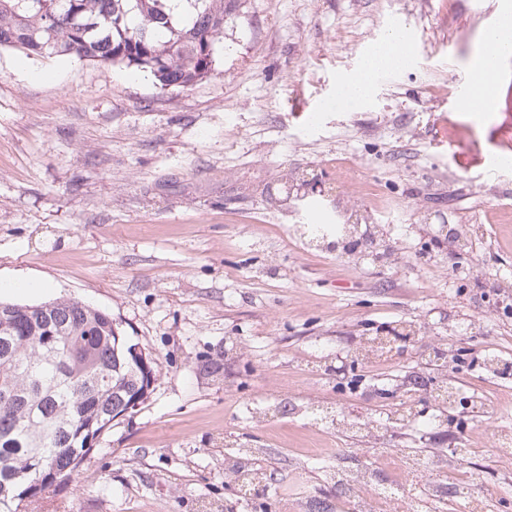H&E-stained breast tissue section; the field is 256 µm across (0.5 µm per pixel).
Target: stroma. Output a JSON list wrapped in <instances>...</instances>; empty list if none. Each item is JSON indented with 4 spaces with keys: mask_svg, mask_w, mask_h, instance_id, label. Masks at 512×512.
I'll return each mask as SVG.
<instances>
[{
    "mask_svg": "<svg viewBox=\"0 0 512 512\" xmlns=\"http://www.w3.org/2000/svg\"><path fill=\"white\" fill-rule=\"evenodd\" d=\"M507 5L240 0L215 73L187 89L0 48V299L105 310L158 365L45 512H332L329 469L393 448L469 467L489 512H512V447L492 440L512 427V319L492 305L512 297V56L483 117L454 82ZM396 23L411 67L379 77L367 106L326 111L337 77ZM313 206L322 222L375 226L398 260L305 249L291 227ZM404 320L419 331L396 337L388 364L346 358ZM444 350L441 373L429 356ZM492 351L504 366L490 373ZM448 381L492 407L454 410L425 437L313 421L333 408L371 421L410 391L429 418ZM464 438L477 451L461 461ZM241 448L266 474L245 505L224 477Z\"/></svg>",
    "mask_w": 512,
    "mask_h": 512,
    "instance_id": "stroma-1",
    "label": "stroma"
}]
</instances>
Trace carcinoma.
Listing matches in <instances>:
<instances>
[{"mask_svg":"<svg viewBox=\"0 0 512 512\" xmlns=\"http://www.w3.org/2000/svg\"><path fill=\"white\" fill-rule=\"evenodd\" d=\"M236 0H0V46L124 63L163 88L215 71ZM108 312L77 299L0 301V512H29L74 480L130 409L144 372Z\"/></svg>","mask_w":512,"mask_h":512,"instance_id":"cac0c4a2","label":"carcinoma"}]
</instances>
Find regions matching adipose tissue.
Returning <instances> with one entry per match:
<instances>
[{"label": "adipose tissue", "mask_w": 512, "mask_h": 512, "mask_svg": "<svg viewBox=\"0 0 512 512\" xmlns=\"http://www.w3.org/2000/svg\"><path fill=\"white\" fill-rule=\"evenodd\" d=\"M407 36L402 28L394 27L364 57L359 68L350 75L340 76L329 108L346 112L365 105L372 97L380 74L393 69L410 67L412 57L406 49ZM512 46V29L500 26L484 33L470 64L473 92L464 102L474 115L492 111L495 99L491 94L492 75L504 57L505 46Z\"/></svg>", "instance_id": "ef3b65f1"}]
</instances>
